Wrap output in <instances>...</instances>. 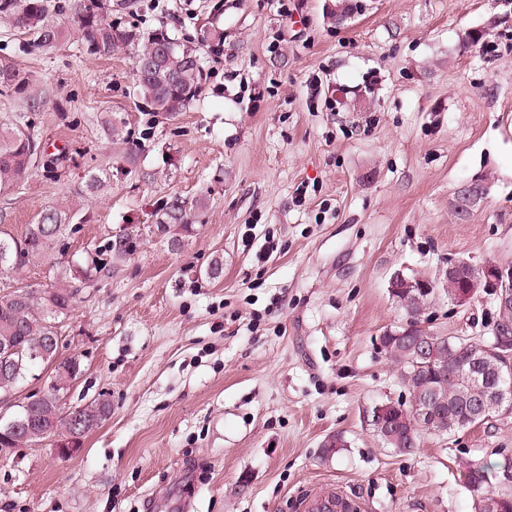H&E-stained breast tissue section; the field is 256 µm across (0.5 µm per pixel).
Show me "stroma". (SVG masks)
I'll list each match as a JSON object with an SVG mask.
<instances>
[{
  "instance_id": "obj_1",
  "label": "stroma",
  "mask_w": 512,
  "mask_h": 512,
  "mask_svg": "<svg viewBox=\"0 0 512 512\" xmlns=\"http://www.w3.org/2000/svg\"><path fill=\"white\" fill-rule=\"evenodd\" d=\"M106 2L113 23L195 49L202 90L155 114L133 94L135 47L98 57L75 31L33 51L0 31V66L46 98L33 111L2 93L0 119H23L61 158L0 196V233L82 205L67 255L0 273V298L139 232L58 326L60 357L83 368L67 405L103 395L111 414L73 457L41 442L0 458V512H304L328 484L360 512H476L470 460L512 494V416L422 434L408 455L367 421L375 404L411 402L381 343L409 322L394 274L434 282L427 329L492 342L494 295L456 304L447 272L512 263V0H351L340 24L338 0ZM470 30L483 33L473 47ZM113 113L127 142L103 131ZM98 166L112 187L88 201ZM202 194L201 224L171 249L152 229L159 203ZM133 244L129 233L116 234L109 239L107 245H105L104 252L109 253L113 259H126L134 253L135 245Z\"/></svg>"
}]
</instances>
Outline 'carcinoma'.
<instances>
[{
  "mask_svg": "<svg viewBox=\"0 0 512 512\" xmlns=\"http://www.w3.org/2000/svg\"><path fill=\"white\" fill-rule=\"evenodd\" d=\"M61 11L57 0H0V23L9 31L27 37V45L44 51L57 47L68 31L55 20ZM81 40L86 50L98 56H110L131 45L140 50L134 61V87L136 96L157 114L173 115L184 111L199 95L202 83L201 58L186 46L160 31L145 39L134 27H121L107 19L103 0H81L76 12ZM23 94L32 107L44 103L41 91L30 88L27 78L11 67H0V93ZM42 162L52 173L59 158L41 150L38 138L20 122L0 123V196L16 193L24 184L30 169ZM112 171L94 168L87 173L86 194L94 196L110 182ZM207 197L201 195L189 200L171 196L160 202L157 209L156 230L168 238L173 249L182 247L184 239L192 235L198 218L206 209ZM79 205L66 203L45 212L35 224L27 226L19 238L0 237V273L17 272L40 258L51 246L65 252L64 238L68 227L79 219ZM104 252L122 260L134 253L130 234L112 236ZM94 270H103L97 260H92ZM91 269V270H93ZM91 270L71 264L63 267L54 284L48 288L32 290L18 287L0 299V356H7L11 369L0 372V395L14 391L30 374L37 363L52 367L56 382L47 384V390L34 405L23 404L18 419L25 425L13 430L3 425L0 432L11 437V445H31L58 437L67 439L79 430L77 417L100 412L98 404L91 403L80 411L68 410L62 399L68 391V378L82 373L80 359L76 356L58 360L57 350L47 347L44 341L56 335L57 324L74 307L76 280H89ZM431 346L427 356H420L411 343L392 340L385 344L390 360L398 367L402 382L416 392L427 387L438 388L435 421L432 434L446 436L465 426L468 413L462 404L467 387L453 378L461 364L469 357H481L496 362L500 356L484 346L460 337L437 333L430 335ZM395 431L410 433L420 438L423 431L413 412L401 415ZM465 482L476 490L489 484L485 466L473 461L462 464Z\"/></svg>",
  "mask_w": 512,
  "mask_h": 512,
  "instance_id": "obj_1",
  "label": "carcinoma"
}]
</instances>
